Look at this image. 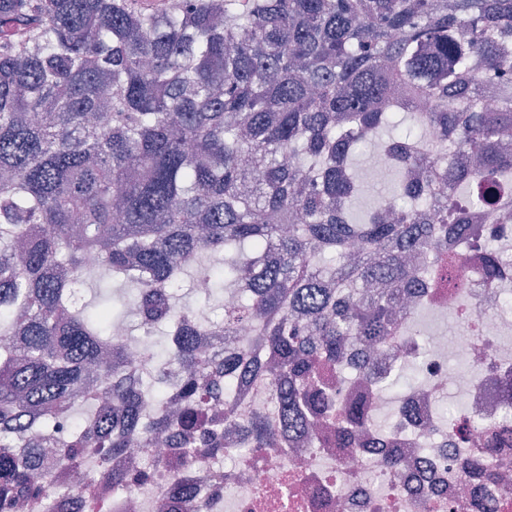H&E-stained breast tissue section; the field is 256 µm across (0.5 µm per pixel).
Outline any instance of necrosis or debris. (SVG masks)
<instances>
[{"label": "necrosis or debris", "mask_w": 512, "mask_h": 512, "mask_svg": "<svg viewBox=\"0 0 512 512\" xmlns=\"http://www.w3.org/2000/svg\"><path fill=\"white\" fill-rule=\"evenodd\" d=\"M454 250L455 285L442 288L440 298L447 324L437 327L425 353L399 337L377 361L385 378L420 360L427 378L424 387L401 397L400 414L386 434L398 464H384L381 449L367 438L346 453L302 439L277 448L242 446L231 464L194 467L191 481L203 512H512V451L494 482L474 485L463 473L469 459L483 455L487 432L512 436V346L504 341L512 324L498 312V289L481 278L479 242L463 241ZM453 350L472 367L467 405L484 420L483 429L466 438L457 427L436 422L437 404L459 384L448 363ZM230 410L238 418L260 411L271 424L279 422L263 381L240 390Z\"/></svg>", "instance_id": "obj_1"}]
</instances>
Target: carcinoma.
I'll return each instance as SVG.
<instances>
[{
    "label": "carcinoma",
    "instance_id": "obj_1",
    "mask_svg": "<svg viewBox=\"0 0 512 512\" xmlns=\"http://www.w3.org/2000/svg\"><path fill=\"white\" fill-rule=\"evenodd\" d=\"M429 104L391 166L394 188L359 214L351 156L390 125L392 93ZM493 96L497 105L487 104ZM479 153L455 168L448 142ZM512 186V0H0V512H38L59 472L92 465L51 512H108L112 489L167 471L125 465L132 444L183 445L190 469L264 448L255 413L221 434L210 407L264 379L283 437L332 422L341 451L378 436L369 407L331 388L353 347L418 342L395 304L448 276L459 202L480 189L496 222ZM484 278L500 251L485 243ZM232 296L222 321L179 304L187 268ZM86 278L135 295L116 313L77 305ZM135 315L173 347L148 377L109 334ZM269 357L240 348L236 327ZM210 336L215 352H199ZM185 405L143 412L171 371ZM500 449L464 470L495 476ZM189 479L167 512H199Z\"/></svg>",
    "mask_w": 512,
    "mask_h": 512
}]
</instances>
